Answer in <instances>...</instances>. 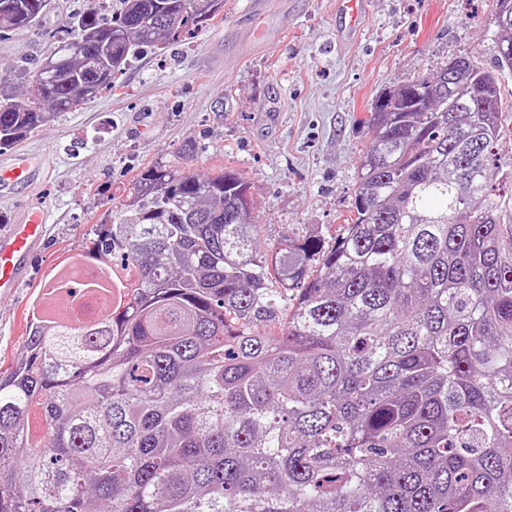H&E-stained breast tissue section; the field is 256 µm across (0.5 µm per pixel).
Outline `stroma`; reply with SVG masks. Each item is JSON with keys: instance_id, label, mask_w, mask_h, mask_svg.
<instances>
[{"instance_id": "obj_1", "label": "stroma", "mask_w": 512, "mask_h": 512, "mask_svg": "<svg viewBox=\"0 0 512 512\" xmlns=\"http://www.w3.org/2000/svg\"><path fill=\"white\" fill-rule=\"evenodd\" d=\"M337 0H224L220 16L165 53L145 52L101 93L18 151L48 159L47 179L0 192V225L31 201L50 215L27 279L0 294V366L21 359L26 315L50 268L82 253L148 165L250 185L261 249L285 237L341 233L349 215L364 122L385 88L470 54L492 66L495 0H367L356 36L336 32ZM83 0H50L38 27L0 34V72L38 66Z\"/></svg>"}]
</instances>
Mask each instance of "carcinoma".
Instances as JSON below:
<instances>
[{"instance_id": "1", "label": "carcinoma", "mask_w": 512, "mask_h": 512, "mask_svg": "<svg viewBox=\"0 0 512 512\" xmlns=\"http://www.w3.org/2000/svg\"><path fill=\"white\" fill-rule=\"evenodd\" d=\"M91 0L0 76V150L99 95L114 56L205 26L209 0ZM48 0H0V31ZM490 67L459 55L385 89L342 233L258 249L249 184L143 168L85 244L112 263L98 324L31 313L0 370V512H512V162L496 151L512 19Z\"/></svg>"}]
</instances>
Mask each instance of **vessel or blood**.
Listing matches in <instances>:
<instances>
[{
	"mask_svg": "<svg viewBox=\"0 0 512 512\" xmlns=\"http://www.w3.org/2000/svg\"><path fill=\"white\" fill-rule=\"evenodd\" d=\"M44 167H30L24 155L0 164V187L33 184L44 175ZM47 212L38 205L28 207L15 223L0 225V293H8L23 281L31 257L45 244Z\"/></svg>",
	"mask_w": 512,
	"mask_h": 512,
	"instance_id": "1",
	"label": "vessel or blood"
}]
</instances>
